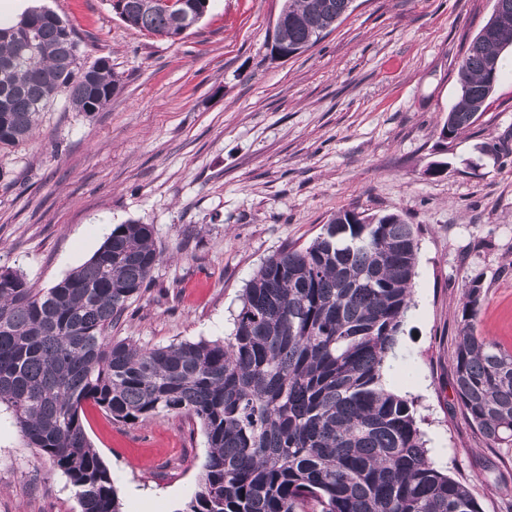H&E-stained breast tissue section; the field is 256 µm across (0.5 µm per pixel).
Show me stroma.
<instances>
[{"instance_id": "stroma-1", "label": "stroma", "mask_w": 512, "mask_h": 512, "mask_svg": "<svg viewBox=\"0 0 512 512\" xmlns=\"http://www.w3.org/2000/svg\"><path fill=\"white\" fill-rule=\"evenodd\" d=\"M37 4L79 32L83 63L108 58L123 84L90 115L58 98L34 140L0 154L17 180L0 185V271L47 288L116 225L150 224L170 257L117 336L214 340L232 333L265 258L307 246L340 211L402 214L420 228L418 257L388 387L416 399L434 467L482 512H512V447L479 440L453 371L473 280L478 332L512 350V64L475 124L442 133L458 65L495 0H355L291 57L271 50L284 0H209L174 41L127 27L112 0ZM82 419L123 512H176L195 492L206 440L194 419L126 425L91 402ZM0 512H80L75 489L3 409Z\"/></svg>"}]
</instances>
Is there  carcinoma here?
I'll use <instances>...</instances> for the list:
<instances>
[{"label":"carcinoma","mask_w":512,"mask_h":512,"mask_svg":"<svg viewBox=\"0 0 512 512\" xmlns=\"http://www.w3.org/2000/svg\"><path fill=\"white\" fill-rule=\"evenodd\" d=\"M352 0H285L275 39L300 54ZM194 0L138 7L123 22L182 34ZM475 37L461 95L443 131L470 127L490 98L486 66L512 46V0ZM80 44L57 14L32 9L0 24V151L34 137L63 96L101 111L121 79L105 57L79 77ZM419 229L398 213H337L308 246L266 258L246 284L226 339L148 347L112 329L144 299L163 260L153 227L115 226L82 266L43 292L0 272V406L25 444L76 489L81 512H121L112 473L87 438V402L113 420L196 419L206 455L177 512H482L467 486L434 468L415 400L389 391L383 368L410 308ZM479 282L461 310L453 369L457 400L483 442L512 446V352L478 333Z\"/></svg>","instance_id":"cac0c4a2"}]
</instances>
